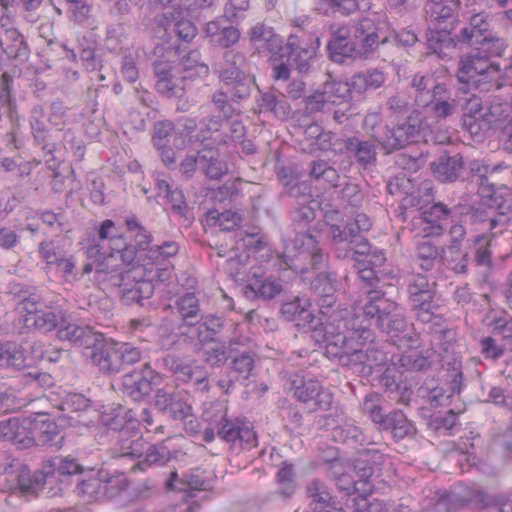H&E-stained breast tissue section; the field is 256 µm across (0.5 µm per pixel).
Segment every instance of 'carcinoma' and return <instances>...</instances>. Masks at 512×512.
Here are the masks:
<instances>
[{
  "label": "carcinoma",
  "instance_id": "carcinoma-1",
  "mask_svg": "<svg viewBox=\"0 0 512 512\" xmlns=\"http://www.w3.org/2000/svg\"><path fill=\"white\" fill-rule=\"evenodd\" d=\"M51 13L69 38L45 37ZM125 84L167 224L112 204ZM28 239L34 265L0 284V492L192 512L218 480L200 452L279 454L253 420L274 388L321 448L303 478L278 463L296 512H512L465 398L512 422V0H0V254ZM193 245L302 345L288 363ZM425 434L454 446L443 481L397 459ZM139 101L131 88L126 87L120 96L112 97V119L114 125L120 123L128 112H136ZM202 251L198 247L189 249L188 254L185 257V261L192 265L194 271L201 277L207 279H214L217 282H222L224 285V278L222 273L212 264H210L206 256L203 255L201 258Z\"/></svg>",
  "mask_w": 512,
  "mask_h": 512
}]
</instances>
